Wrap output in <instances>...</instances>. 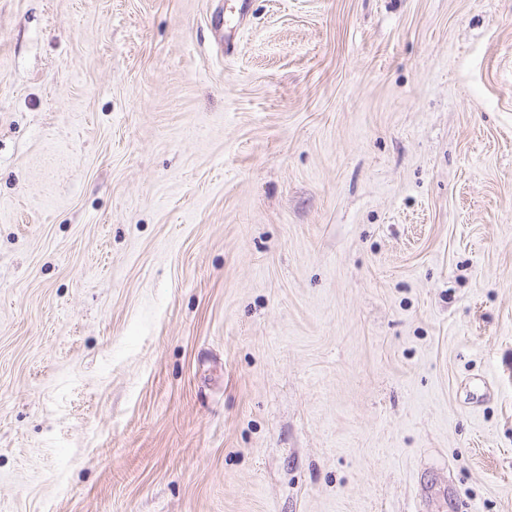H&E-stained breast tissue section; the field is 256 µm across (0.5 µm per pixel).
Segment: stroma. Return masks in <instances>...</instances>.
<instances>
[{
    "label": "stroma",
    "instance_id": "obj_1",
    "mask_svg": "<svg viewBox=\"0 0 512 512\" xmlns=\"http://www.w3.org/2000/svg\"><path fill=\"white\" fill-rule=\"evenodd\" d=\"M0 0V512H512V0ZM247 0H239L238 7H237V20L236 21H230L226 20L224 25V16L223 14H218L216 16H213L211 19L212 25L220 32H223V42H224V48L226 52H229L232 49H234V40L237 37L238 34V26L243 23L245 20V14H246V7H247Z\"/></svg>",
    "mask_w": 512,
    "mask_h": 512
}]
</instances>
